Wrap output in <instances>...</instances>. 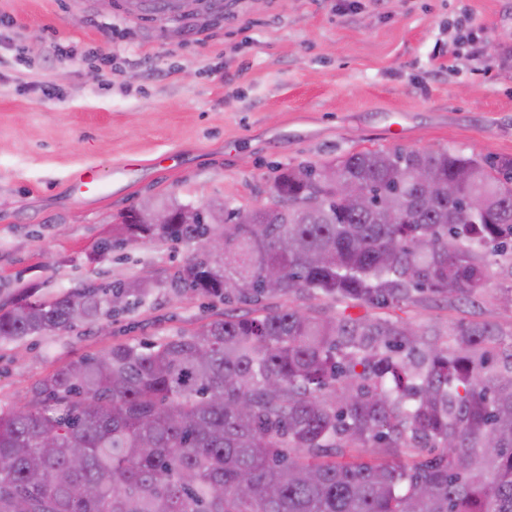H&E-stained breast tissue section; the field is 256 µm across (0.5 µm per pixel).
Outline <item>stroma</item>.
<instances>
[{"label": "stroma", "mask_w": 512, "mask_h": 512, "mask_svg": "<svg viewBox=\"0 0 512 512\" xmlns=\"http://www.w3.org/2000/svg\"><path fill=\"white\" fill-rule=\"evenodd\" d=\"M397 147L512 157V0H229L203 26L96 0H0V304L24 288L49 299L87 280L154 284L116 318L0 342V407L72 362L223 313L170 288L187 246L98 253L143 199L257 210L274 203L278 170ZM124 164L132 178L114 180ZM88 167L100 194L73 196ZM387 315L512 333V306L491 292Z\"/></svg>", "instance_id": "obj_1"}]
</instances>
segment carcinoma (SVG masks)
Instances as JSON below:
<instances>
[{"label": "carcinoma", "mask_w": 512, "mask_h": 512, "mask_svg": "<svg viewBox=\"0 0 512 512\" xmlns=\"http://www.w3.org/2000/svg\"><path fill=\"white\" fill-rule=\"evenodd\" d=\"M325 169L336 190L320 206L256 211L224 229L223 264L192 255L172 281L245 314L116 344L0 408V512H512V342L498 326L459 322L450 347L403 321L266 305L324 297L384 310L489 289L512 300V282L491 272L512 267V157L360 151L282 170L276 197L303 198ZM352 183L365 202L346 199ZM158 206L171 223L124 216L112 245L190 246L219 229L208 212L232 218L224 202L193 220L184 204ZM152 290L90 282L0 307V342L64 331ZM406 450L412 461L395 462Z\"/></svg>", "instance_id": "carcinoma-1"}]
</instances>
